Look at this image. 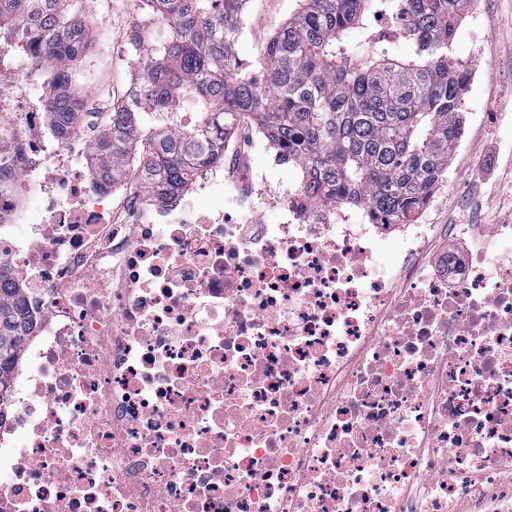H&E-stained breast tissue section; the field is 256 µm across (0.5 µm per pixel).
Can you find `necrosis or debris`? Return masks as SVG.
I'll return each mask as SVG.
<instances>
[{"instance_id": "obj_1", "label": "necrosis or debris", "mask_w": 512, "mask_h": 512, "mask_svg": "<svg viewBox=\"0 0 512 512\" xmlns=\"http://www.w3.org/2000/svg\"><path fill=\"white\" fill-rule=\"evenodd\" d=\"M31 90L0 70V265L35 326L0 512H512V224L416 220L387 256L388 225L255 168L254 131L161 206ZM462 229L494 270L429 254Z\"/></svg>"}]
</instances>
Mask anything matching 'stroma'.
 <instances>
[{
  "label": "stroma",
  "mask_w": 512,
  "mask_h": 512,
  "mask_svg": "<svg viewBox=\"0 0 512 512\" xmlns=\"http://www.w3.org/2000/svg\"><path fill=\"white\" fill-rule=\"evenodd\" d=\"M296 0H249L238 56L251 67ZM138 13L136 0H98L92 12V48L75 66V88L85 94L89 135L102 132L101 113L122 99L134 73L127 39ZM470 72L466 122L439 189L432 224H512V0H471L453 45Z\"/></svg>",
  "instance_id": "obj_1"
}]
</instances>
